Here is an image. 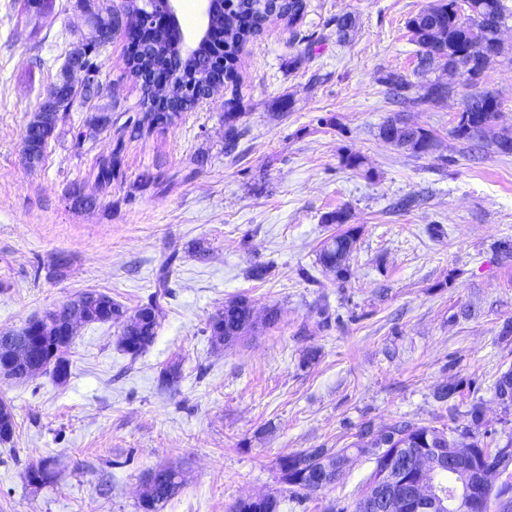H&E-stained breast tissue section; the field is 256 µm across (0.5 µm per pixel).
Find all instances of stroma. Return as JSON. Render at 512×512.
I'll return each instance as SVG.
<instances>
[{
  "label": "stroma",
  "mask_w": 512,
  "mask_h": 512,
  "mask_svg": "<svg viewBox=\"0 0 512 512\" xmlns=\"http://www.w3.org/2000/svg\"><path fill=\"white\" fill-rule=\"evenodd\" d=\"M429 2L307 0L295 24L270 22L246 44L238 84L125 142L142 92L127 74L126 41L114 37L99 57V96L77 103L33 168L23 134L85 18L78 0H53L42 14L0 0V333L87 290L134 312L178 255L145 352L121 351L119 325L79 322L66 382L0 378L15 419L12 439L0 441V512H140L143 476L159 466L183 478L159 512H231L269 494L280 512H328L360 496L372 459L351 454L338 483L293 493L280 456L344 448L364 427L401 418L461 427L476 403L488 446L512 442V410L494 393L512 368V339L501 336L512 322V251L502 247L512 241V153L497 147L512 138V17L484 76L501 110L474 154L451 133L469 92L458 76L443 74V100L404 110L379 82L388 71L412 75L406 21ZM346 12L356 24L341 40L333 20ZM235 97L243 135L228 154L224 114ZM105 109L111 127L75 150L70 127ZM396 115L435 134L432 153L380 137ZM115 150L123 176L98 185L93 166ZM351 153L361 168L347 167ZM74 182L96 208H73ZM416 195L419 207L397 209ZM339 208L358 230L345 281L317 263L337 231L322 217ZM256 263L269 267L260 282L247 274ZM237 295L277 322L214 345L208 321ZM172 363L180 378L167 390L160 374ZM447 382L459 392L442 404L434 391ZM43 462L52 480L29 486L26 470Z\"/></svg>",
  "instance_id": "stroma-1"
}]
</instances>
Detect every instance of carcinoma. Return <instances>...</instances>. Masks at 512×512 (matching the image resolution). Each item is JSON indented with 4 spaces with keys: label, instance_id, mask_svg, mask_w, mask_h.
<instances>
[{
    "label": "carcinoma",
    "instance_id": "carcinoma-1",
    "mask_svg": "<svg viewBox=\"0 0 512 512\" xmlns=\"http://www.w3.org/2000/svg\"><path fill=\"white\" fill-rule=\"evenodd\" d=\"M306 9V0H224V9L213 15L212 25L224 31V66L209 64V52L200 45L188 52L178 48L179 39L170 31L147 30L139 49L129 58V73L140 84L143 97L135 115L128 117L125 129L129 136L137 138L152 130L160 123H171L184 112H190L207 92L209 87L220 79L234 82L237 77V60L240 48L247 41L261 35L266 24L273 19L293 23ZM509 9L503 0H434L423 10L411 16L406 27L418 46L416 51L417 73L424 75L434 66H442L450 71L465 69L472 77L465 79L464 85L471 89L464 107L457 115L452 134L475 145L483 143L486 133L496 119L501 107L499 98L490 90L481 87L484 64L487 58L501 51L499 28L506 19ZM121 29L118 19L112 17V4H107L105 13L94 17L93 31L84 37L85 51L79 58L81 66L90 70L100 68L98 61L100 48L112 40ZM165 69L171 80L164 87L151 83L154 73ZM380 83L386 87L391 100L404 105L435 103L449 93L448 86L440 82H428L415 86L407 75L390 71L384 74ZM421 93L415 95L413 90ZM100 94V86H87L72 90L62 86V79L51 84L47 95H56L68 105L61 112H37L27 125L22 138V153L28 164H41L45 159L48 140L54 135L59 123L67 118L68 112L77 98L88 99ZM239 102H229L224 113V151L237 149L241 131L237 122ZM112 122L105 113L92 116L84 124L71 130L72 142L76 149L95 140L99 130ZM380 136L395 146L414 155L429 154L435 146L431 131L420 126L410 125L401 117L386 120L379 127ZM120 149L112 156L97 163L95 179L100 184H110L122 177ZM69 198L77 209H90L96 200L82 193L79 185L69 190ZM357 241L356 229L348 228L329 238L319 250L318 262L326 270L335 274L336 279L345 281L350 277V256ZM75 303L80 307L88 323H110L116 321L125 327L132 324L128 337H120L123 350L132 357L145 351L155 340L159 305L152 298L137 308L131 316H126L121 305L112 297L97 291H88L77 296ZM64 323L52 319L42 324L38 335L42 336L46 347L52 351L58 366L52 367L53 377L58 382L66 381L70 372L67 350L71 340L63 339ZM257 329L253 309L244 296H235L224 302V307L209 319L208 330L213 343L232 344L252 334ZM494 392L508 397L512 407V371L502 373L494 383ZM471 423L460 430V435L471 439L470 447L480 448L486 454L504 461L502 472L512 465V451L491 452L480 439L482 412L478 405H472ZM394 427L410 428L414 438L419 440V448H449L451 442L444 440L448 428L435 425H420L409 420H398ZM385 441L384 435L371 436L366 427L359 434L353 447L360 454L365 449L374 448ZM348 449L332 451L328 448H310L289 454L279 459V470L284 483L297 490L308 489L309 481L333 462L334 457L345 454ZM182 485L181 474L169 467L153 469V479L145 482V490L139 508L141 512H157L156 507L175 496ZM275 506L267 510V505L250 499H242L235 505V512H279L280 500L273 498Z\"/></svg>",
    "mask_w": 512,
    "mask_h": 512
}]
</instances>
